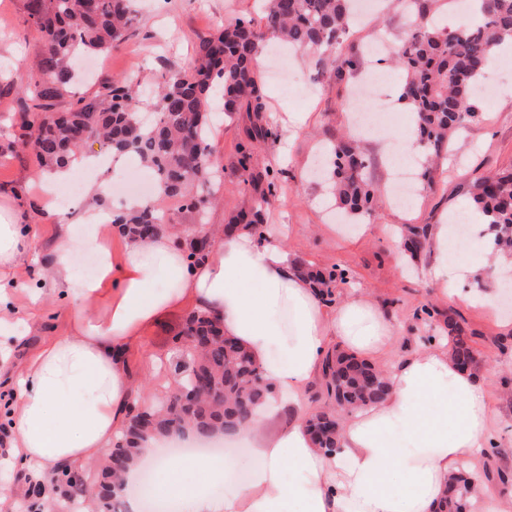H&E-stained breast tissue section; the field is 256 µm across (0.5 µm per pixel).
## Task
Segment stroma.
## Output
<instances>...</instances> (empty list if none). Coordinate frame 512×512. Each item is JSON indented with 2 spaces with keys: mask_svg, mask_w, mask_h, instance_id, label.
<instances>
[{
  "mask_svg": "<svg viewBox=\"0 0 512 512\" xmlns=\"http://www.w3.org/2000/svg\"><path fill=\"white\" fill-rule=\"evenodd\" d=\"M258 0H143L140 21L134 35L118 48L100 55V66L91 70L85 82L64 89L57 109L69 107L80 94H91L102 83L127 79L142 92L143 112H154L152 88L172 71H187L194 64V47L199 36L212 32L225 21L259 18ZM412 25L402 11L382 16L368 15L351 28L346 44L361 50L372 38H384L398 46ZM44 52L38 33L27 22V0H0V65L9 76H29ZM315 56L299 54L293 64L299 78L308 81L304 95L286 90L272 78L268 65H261L260 76L265 100L278 134L276 150L263 146L251 150L252 164L276 171L275 191L264 222L270 231L284 232L285 243L294 259L318 270L342 272L335 288L336 302L354 290L367 292L396 329V349L425 344L427 337L441 333L446 315L476 334L474 348L479 360H498L500 369L492 377L495 406L501 420L493 429L491 464L496 469L512 466V356L502 353L498 340L505 336L504 314L499 308L467 304L441 295L429 276L432 253L410 258L398 231L404 224H444L467 206L468 185L482 173L512 167V80L499 83L496 96L481 101L483 118L467 125L450 143L447 166L433 184L422 185L403 206L391 202L389 192L398 169L391 162L399 156L403 163L417 160L404 145L408 128L415 120L398 100L399 86L391 84L373 102L381 112H393L396 122L379 133L364 134L360 145L368 159L366 173L376 188L372 215L359 216L349 224H335L336 206L322 179L311 176L323 146L355 133L347 101L352 87L364 80L369 70L378 68L377 59L361 55L352 73H329L315 78ZM245 114L227 117L217 114L211 141L217 147V164L223 171L224 202L198 213L182 208L178 199L159 196L154 200L168 222L175 224L182 237L195 227L210 224L221 228L232 222L251 203L249 191L241 184L239 165L245 143ZM41 173L30 155L19 152L0 158V195L31 226L38 251L50 256L55 246L61 216L45 206L37 192ZM15 310L34 311L36 328L21 343L0 340L10 348L14 360H22L41 340L62 333L75 308L60 291L48 289L32 274V266L21 262L11 272ZM40 294L41 304L31 308L29 298ZM188 309L169 312L147 328L138 345L128 354L134 387L142 397L159 393L168 373L149 375L144 352L175 354L177 339L185 326Z\"/></svg>",
  "mask_w": 512,
  "mask_h": 512,
  "instance_id": "35a3bbf8",
  "label": "stroma"
}]
</instances>
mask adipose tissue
I'll use <instances>...</instances> for the list:
<instances>
[{"label": "adipose tissue", "instance_id": "ef3b65f1", "mask_svg": "<svg viewBox=\"0 0 512 512\" xmlns=\"http://www.w3.org/2000/svg\"><path fill=\"white\" fill-rule=\"evenodd\" d=\"M111 218L87 206L76 223L63 225L52 259L33 258L78 311L64 334L44 339L7 370L15 393L8 444L30 483L48 484L62 469L108 456L134 397L127 350L158 317L190 306L216 318L225 336L249 352L294 418L271 438L252 426L255 446L243 462L248 478L227 496L209 491L225 478L223 460L160 461L156 490L178 497L184 512H435L464 465L482 512H512V493L484 476L497 415L487 375L458 366L447 343L394 355V330L365 295L350 296L327 315L281 235L241 228L194 263L172 235L162 234L129 242L116 259ZM30 247L28 226L0 201V332L16 328L6 274ZM86 251L97 261L91 277L75 269ZM429 274L444 296L490 300L462 292L463 270L444 253ZM333 345L386 370L390 393L345 414L329 452L311 438L305 394Z\"/></svg>", "mask_w": 512, "mask_h": 512}]
</instances>
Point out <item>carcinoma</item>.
Returning a JSON list of instances; mask_svg holds the SVG:
<instances>
[{"label":"carcinoma","mask_w":512,"mask_h":512,"mask_svg":"<svg viewBox=\"0 0 512 512\" xmlns=\"http://www.w3.org/2000/svg\"><path fill=\"white\" fill-rule=\"evenodd\" d=\"M357 0H264L260 21L234 19L214 33L199 38L195 64L189 72L164 77L158 92V117L141 119V100L133 85L113 80L91 97L78 98L66 111L56 109L60 91L74 82L70 60L79 52L107 53L135 33V0H27L29 22L41 34L44 54L37 63L39 78L28 83L9 79L0 83V97L11 96L24 114L18 140L0 144V157L20 144L40 168L64 167L80 153L87 139L104 140L115 156H131L148 167L156 189L173 196L183 207L200 211L202 192L222 198V170L215 166L210 142L209 100L220 90L224 112L248 114L245 136L251 143L275 147L277 134L267 115L255 60L273 42H286L328 63L336 74L354 71L353 54L336 57L355 16ZM437 0H404L421 19L406 35L393 62L403 75L399 99L415 115L419 143L425 154L446 158L453 136L479 120L476 86L503 43L512 41V0H475L476 17L465 16L452 29L426 22ZM331 191L336 204L352 216L371 213L375 189L366 175L367 160L352 139L332 145ZM240 162L242 183L253 191L250 206L235 222L261 234L274 186L271 169ZM472 205L484 217L493 250L512 253V168L473 181L468 189ZM112 223L128 240L146 241L167 231L164 214L154 204L117 212ZM214 241L199 229L189 241L190 257L202 261ZM403 246L417 256L431 246L429 225L405 227ZM323 302L334 298L335 270L327 272L296 266ZM452 359L463 366L476 364L474 334L453 316L447 322ZM184 336L196 339L181 345L172 366V380L150 408L130 411L123 436L110 455L133 464L142 443L191 430L199 437L237 434L252 424V415L269 403L274 393L260 366L236 342L221 335L220 326L201 312L186 321ZM322 399H337L347 409L364 407L385 398L389 386L381 370L363 359L330 352L321 370ZM307 427L320 448L336 447L341 424L319 411ZM111 461L102 464L101 479L87 483L84 474L62 470L55 481L67 487L69 499L87 512L94 498L101 512H124L122 489ZM472 487L460 473L448 487L437 512H471Z\"/></svg>","instance_id":"carcinoma-1"}]
</instances>
